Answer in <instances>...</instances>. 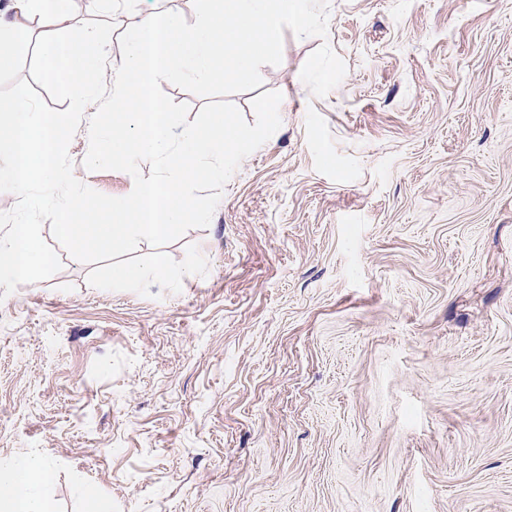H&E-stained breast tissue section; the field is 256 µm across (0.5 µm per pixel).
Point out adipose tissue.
Here are the masks:
<instances>
[{
	"mask_svg": "<svg viewBox=\"0 0 512 512\" xmlns=\"http://www.w3.org/2000/svg\"><path fill=\"white\" fill-rule=\"evenodd\" d=\"M73 0H12L18 17L37 14L44 30L40 50L51 72L78 84L85 97L97 93L90 76L98 71L104 52L95 34L82 26L70 27L66 34L55 30L59 19L67 15ZM171 271L165 256H156L149 264L113 267L110 281L129 288L146 282L167 283ZM54 470L50 462L35 454L0 457V512H56L52 494Z\"/></svg>",
	"mask_w": 512,
	"mask_h": 512,
	"instance_id": "1",
	"label": "adipose tissue"
}]
</instances>
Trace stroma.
<instances>
[{
  "instance_id": "stroma-1",
  "label": "stroma",
  "mask_w": 512,
  "mask_h": 512,
  "mask_svg": "<svg viewBox=\"0 0 512 512\" xmlns=\"http://www.w3.org/2000/svg\"><path fill=\"white\" fill-rule=\"evenodd\" d=\"M328 14L229 95L282 124L209 226L117 259L175 284L104 287L46 225L61 270L0 301V456L49 459L57 512L86 478L111 512H512V0ZM87 145L74 176L128 195Z\"/></svg>"
}]
</instances>
